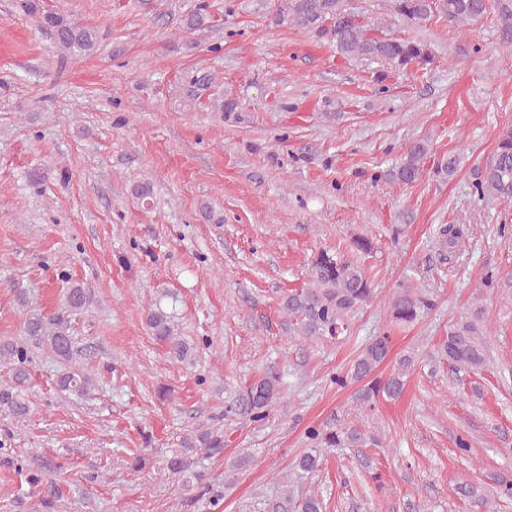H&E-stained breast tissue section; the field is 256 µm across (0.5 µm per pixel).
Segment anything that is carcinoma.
Listing matches in <instances>:
<instances>
[{"label": "carcinoma", "mask_w": 512, "mask_h": 512, "mask_svg": "<svg viewBox=\"0 0 512 512\" xmlns=\"http://www.w3.org/2000/svg\"><path fill=\"white\" fill-rule=\"evenodd\" d=\"M25 8L39 14L38 22L49 31L57 47L70 53H89L97 48V32L76 20L58 12H38L32 0H26ZM393 11L410 24L441 13L448 20L465 23L484 15L489 0H392ZM289 11L301 27L312 31L318 38L332 42L337 50L353 58L363 57L381 60L390 65L407 68L425 66L431 55L426 46L410 39L383 38L372 33V28L359 15L346 9L343 0H290ZM426 148L421 143L410 145L404 159L397 167L395 177L409 184L423 173ZM475 188L481 196H489L503 202H512V128L503 131L497 141L490 161L478 173ZM308 287L295 289L284 296L281 309L288 315L291 331L302 339L339 340L347 332L348 315L355 309L370 303L374 289L360 263L341 251H319L308 264ZM94 301L89 289L79 283L67 291L65 306L82 310ZM427 300L411 288L395 291L387 301L390 321L402 325L415 322L427 308ZM482 309H475L472 317L456 322L441 344V354L456 369L479 371L488 360L489 347L479 327ZM147 324L153 335L167 346L174 361L184 363L196 356V345L175 333L174 312L158 301L150 308ZM26 336L17 341H0V366L12 371V380L0 383V414L18 423L30 420L32 407L25 390L32 363V351L42 349L59 362L69 366L62 373L58 385L61 390L85 397L94 390L92 374L80 366L91 356V351L80 347L69 334L62 316L47 317L33 311L25 319ZM392 350V338L387 334L375 336L365 343L354 360L349 372L336 375L334 382L344 387L348 381L361 383L354 392L356 405L374 411L377 401L386 397L399 398L405 388V378L411 359H399V370L384 378L375 374ZM281 375L274 366L250 384L237 399L234 411L244 419L259 422L267 418L274 401L279 398ZM308 448L297 458L294 477L301 479L319 470L324 451L329 448L361 447L367 443L381 444L375 436H367L360 429L339 419L323 426L312 427L306 432ZM219 454L224 449V433L217 428L197 430L183 441L182 448L172 451L166 469L173 475L192 473L196 481L201 475L194 471L193 455L198 450ZM496 495L512 500V480L500 474L491 477ZM459 497L474 509L489 505L482 486L473 482H461L456 487ZM273 512H322V502L315 494L301 499L287 491L272 506Z\"/></svg>", "instance_id": "obj_1"}]
</instances>
